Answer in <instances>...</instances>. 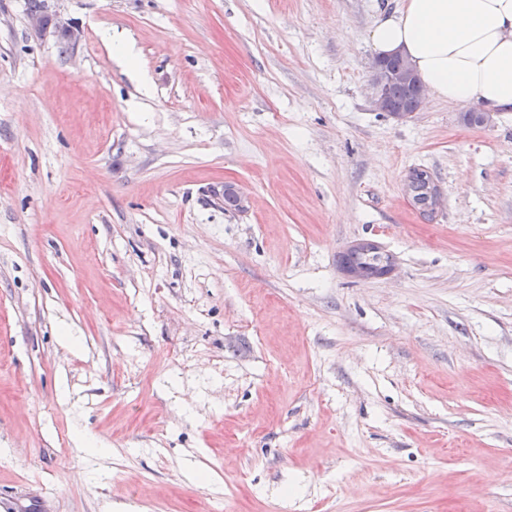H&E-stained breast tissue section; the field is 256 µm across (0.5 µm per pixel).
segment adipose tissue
<instances>
[{
  "mask_svg": "<svg viewBox=\"0 0 512 512\" xmlns=\"http://www.w3.org/2000/svg\"><path fill=\"white\" fill-rule=\"evenodd\" d=\"M370 40L405 56L433 97L512 112V0H400Z\"/></svg>",
  "mask_w": 512,
  "mask_h": 512,
  "instance_id": "obj_1",
  "label": "adipose tissue"
}]
</instances>
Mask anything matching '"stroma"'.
<instances>
[{"label": "stroma", "instance_id": "35a3bbf8", "mask_svg": "<svg viewBox=\"0 0 512 512\" xmlns=\"http://www.w3.org/2000/svg\"><path fill=\"white\" fill-rule=\"evenodd\" d=\"M398 4L0 0V512H512V114L377 111ZM409 183L407 188L411 194L412 203L423 214H434V204L438 208L441 204V192L437 186V193L435 195V203L433 200L432 191V178L427 170L421 168H414L409 173ZM391 255L382 252L377 246L370 250H348L341 256V263L344 268L347 267H360L367 270L370 274L378 273L384 268V263L391 259ZM395 270V265L390 263L376 276H368L356 270H349L347 274L350 278L355 280H367L373 277H387Z\"/></svg>", "mask_w": 512, "mask_h": 512}]
</instances>
